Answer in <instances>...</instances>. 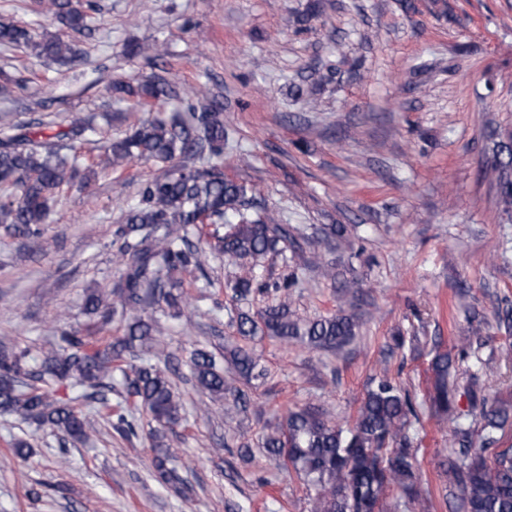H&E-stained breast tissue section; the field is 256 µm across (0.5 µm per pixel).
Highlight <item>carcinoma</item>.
I'll return each instance as SVG.
<instances>
[{
    "mask_svg": "<svg viewBox=\"0 0 512 512\" xmlns=\"http://www.w3.org/2000/svg\"><path fill=\"white\" fill-rule=\"evenodd\" d=\"M37 13L58 25L50 34L32 25L0 23V44L23 48L63 65L78 60L72 35L90 34L101 12L100 0H36ZM133 52L150 61L167 55L158 41L137 45ZM115 88L136 97L134 108L151 112L168 101L184 111L167 118L152 117L132 126L119 140L98 144L99 129L90 122L73 121L52 137L43 139L32 125L0 122V232L31 239L47 250L43 224L51 215L54 198L76 179L86 186L99 173L118 172L134 159L167 164L158 177L141 188L137 205L128 208L113 232V257L120 266L118 289L107 300L92 289L83 310L96 318L98 331L108 333L114 317L128 321L125 334L104 347L89 346L75 331L61 330L57 341L42 352L35 369H27L24 355L0 344V412L27 424L75 440L98 433L82 406L96 404L112 410L110 395L114 373L121 374L126 395L152 424L149 437L157 448L153 468L166 485L185 481L174 465L175 456L164 447V431L181 424L185 406L173 390L169 373L174 357L161 362H139L137 345L166 331L158 318L143 319L147 307L165 302L179 306L172 289L180 286L175 275L191 268L204 270L222 257L238 266L225 286L234 298L246 302L262 291L255 265L270 254H281L288 244V225L254 209L247 187L224 175V120L221 96L207 86L178 88L153 74L132 89L124 81ZM88 145L98 154H86ZM490 174L497 186L496 205L512 214V144L497 143ZM358 321L344 309L330 317L304 320L290 309L289 293L276 303L251 313L238 310L237 333L243 337H274L314 348L338 349L356 334ZM235 373L247 380H263L267 370L250 349L239 347L229 358ZM196 388L209 395L232 390L214 355L204 349L190 357ZM452 358L438 352L431 361L432 387L428 393L431 415L455 422L452 447L455 457L441 463L448 484L461 492L465 512H512V448L487 457L472 451L474 435L493 442V434L512 419V407L491 401L478 390L474 378L468 389L473 420L458 422L457 390L450 382ZM69 382L76 395L64 402L53 396L48 384ZM114 430L136 433L134 420L122 406L115 409ZM417 416L410 392L387 376L368 390L344 427L332 413L317 406L285 411L282 424L264 435L262 447L303 482L310 512H398L401 503L427 509L406 426Z\"/></svg>",
    "mask_w": 512,
    "mask_h": 512,
    "instance_id": "cac0c4a2",
    "label": "carcinoma"
}]
</instances>
